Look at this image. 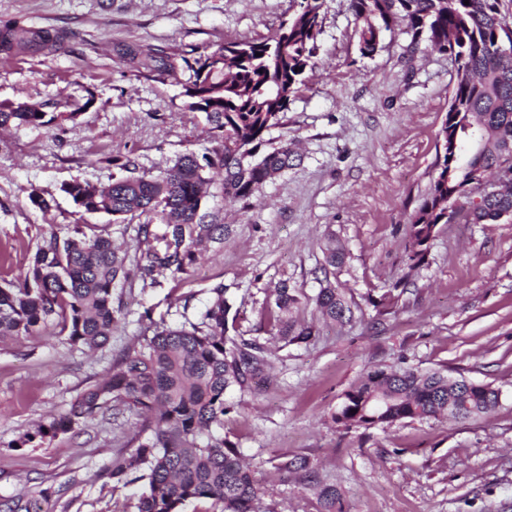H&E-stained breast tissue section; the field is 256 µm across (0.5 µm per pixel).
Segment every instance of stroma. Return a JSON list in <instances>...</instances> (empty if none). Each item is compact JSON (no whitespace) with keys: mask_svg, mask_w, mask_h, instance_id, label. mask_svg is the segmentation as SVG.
<instances>
[{"mask_svg":"<svg viewBox=\"0 0 512 512\" xmlns=\"http://www.w3.org/2000/svg\"><path fill=\"white\" fill-rule=\"evenodd\" d=\"M350 0H324L314 66L292 97L272 145L293 142L300 163L266 183L249 204L224 199L219 181L205 210L229 233L191 275L143 287L129 276L112 300L125 315L102 348L70 345L60 325L0 343V512L51 490L53 512H137L140 485L114 488L108 471L129 452L138 418L98 415L55 436L26 435L68 413L106 377L149 319L197 318L223 283L240 311L237 334L267 347L269 385L227 392L236 413L224 435L250 464L262 512H321L314 490L278 470L304 457L343 494L344 512H512V221L438 225L425 262L408 267V224L435 176L438 134L457 65L407 34H386L361 55ZM297 0H0V25L73 30L50 56L0 57V103H36L41 126L0 129V282L23 279L38 248L74 230L134 254L147 216L112 221L75 204L64 187L105 185L129 156L157 174L180 155L212 148L204 113L187 106L189 75L147 79L112 56L118 42L178 51L273 37ZM336 238L345 259L331 278L361 316L320 318L323 248ZM390 309L373 299L401 278ZM307 298L297 317L313 325L286 343L265 318L280 280ZM151 318H144V311ZM377 367L430 369L493 384L500 405L470 421H403L344 430L330 415Z\"/></svg>","mask_w":512,"mask_h":512,"instance_id":"35a3bbf8","label":"stroma"}]
</instances>
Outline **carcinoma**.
Listing matches in <instances>:
<instances>
[{
	"mask_svg": "<svg viewBox=\"0 0 512 512\" xmlns=\"http://www.w3.org/2000/svg\"><path fill=\"white\" fill-rule=\"evenodd\" d=\"M499 0H350L359 22V47L373 54L384 33L397 30L411 42L426 40L448 52L457 64V84L448 108L430 193L410 224L411 266L425 257L436 227L448 223V209L469 224L512 220V29L499 18ZM323 0H300L299 9L272 38L260 42L216 44L197 57L148 42L113 46L116 61L146 77L189 71V107L203 112L216 146L180 156L155 176L138 175L127 157L112 164L122 175L107 185L71 183L65 187L85 211L118 220L152 214L162 225L137 228L134 256L145 288L188 275L203 242H224V225L203 224L200 210L209 179L224 171V197L246 201L277 175L296 165L292 144L269 146L268 130L279 124L291 97L313 66L322 25ZM66 28L12 22L0 27V56L52 55L70 41ZM44 124L35 105H0V128L12 121ZM480 198L474 203L473 198ZM325 268L344 260L342 246L327 241ZM127 253L104 237L53 236L39 248L21 285H0V340L32 336L50 322L68 331V341L90 349L104 346L119 323L112 289L127 278ZM315 304L323 320L342 324L357 306L329 278ZM211 302L194 321L179 326L153 324L112 366V374L91 386L69 412L24 442L44 439L80 420L108 410H127L142 418L146 437L131 439L129 456L112 463L115 487L142 482L137 512H183L192 501L214 499L222 512H257L260 487L237 449L224 438V416L232 406L225 394L252 393L272 369L268 349L237 339L233 302L224 284L210 288ZM302 295L280 281L269 321L283 340L304 342L313 335L294 313ZM500 390L448 370L375 368L347 390L332 414L345 429L385 428L396 422L442 416L466 421L488 416L499 405ZM278 469L315 482L303 458L284 459ZM323 512H344L341 492L317 486Z\"/></svg>",
	"mask_w": 512,
	"mask_h": 512,
	"instance_id": "obj_1",
	"label": "carcinoma"
}]
</instances>
